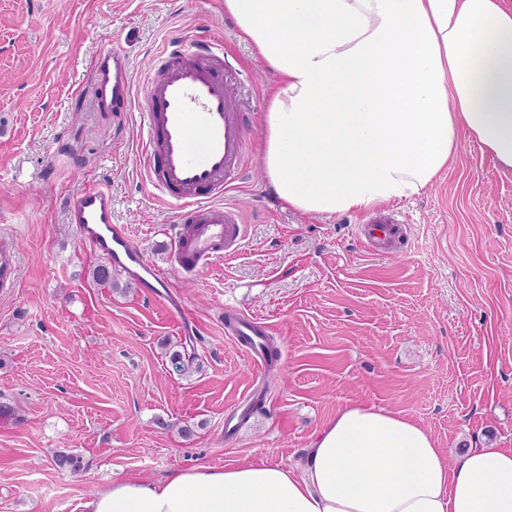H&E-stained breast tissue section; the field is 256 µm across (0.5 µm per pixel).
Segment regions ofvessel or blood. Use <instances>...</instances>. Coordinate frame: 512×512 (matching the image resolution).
<instances>
[{"label":"vessel or blood","instance_id":"1","mask_svg":"<svg viewBox=\"0 0 512 512\" xmlns=\"http://www.w3.org/2000/svg\"><path fill=\"white\" fill-rule=\"evenodd\" d=\"M94 107L126 112L134 101L131 65L115 49L101 50L93 61ZM146 110L141 114L139 176L152 194L172 206L178 221L173 231V272L193 273L215 259L237 256L247 237L242 213L225 197L241 179L246 135L234 85L224 68V43L201 33L168 38L154 56L141 87ZM68 223L105 263L126 270L155 301L168 304L170 273L150 262L125 226L112 221V191L91 182L68 196ZM19 254L0 243V288L18 287ZM225 335L241 341L251 360L262 353L259 322L229 309Z\"/></svg>","mask_w":512,"mask_h":512}]
</instances>
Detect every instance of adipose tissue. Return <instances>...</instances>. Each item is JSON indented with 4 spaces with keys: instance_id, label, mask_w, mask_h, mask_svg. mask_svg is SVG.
Returning <instances> with one entry per match:
<instances>
[{
    "instance_id": "ef3b65f1",
    "label": "adipose tissue",
    "mask_w": 512,
    "mask_h": 512,
    "mask_svg": "<svg viewBox=\"0 0 512 512\" xmlns=\"http://www.w3.org/2000/svg\"><path fill=\"white\" fill-rule=\"evenodd\" d=\"M275 77L267 187L305 214L419 194L467 135L512 170V8L503 0H224ZM87 512H512V448L449 455L410 418L352 404L301 463L115 478Z\"/></svg>"
}]
</instances>
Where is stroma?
<instances>
[{"label":"stroma","instance_id":"1","mask_svg":"<svg viewBox=\"0 0 512 512\" xmlns=\"http://www.w3.org/2000/svg\"><path fill=\"white\" fill-rule=\"evenodd\" d=\"M201 32L235 67L249 154L227 198L248 235L236 258L173 277L179 315L145 289L96 285L100 260L64 202L106 182L113 222L168 268L176 213L138 176V112L95 111L92 59L124 51L139 83L166 37ZM268 85L224 0H0V241L21 269L0 293V512H85L117 475L294 466L356 403L407 415L447 453L512 448V171L461 138L431 186L377 208L399 237L367 243L368 212L305 215L264 189ZM228 306L264 319L274 367L225 336ZM173 344L194 350L197 370L170 372ZM255 390L263 410L225 433V410ZM60 451L84 470H59Z\"/></svg>","mask_w":512,"mask_h":512}]
</instances>
